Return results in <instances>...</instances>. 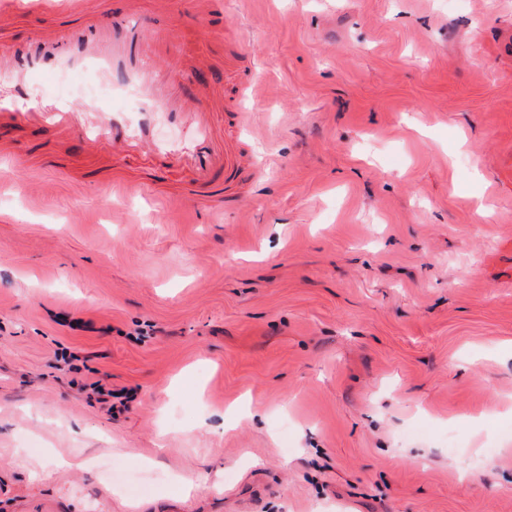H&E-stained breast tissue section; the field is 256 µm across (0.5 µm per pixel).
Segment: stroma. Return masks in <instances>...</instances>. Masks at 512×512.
Masks as SVG:
<instances>
[{
    "mask_svg": "<svg viewBox=\"0 0 512 512\" xmlns=\"http://www.w3.org/2000/svg\"><path fill=\"white\" fill-rule=\"evenodd\" d=\"M139 2L250 165L174 202L0 129V512H512V0Z\"/></svg>",
    "mask_w": 512,
    "mask_h": 512,
    "instance_id": "stroma-1",
    "label": "stroma"
}]
</instances>
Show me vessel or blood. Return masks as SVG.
I'll return each mask as SVG.
<instances>
[{
	"label": "vessel or blood",
	"mask_w": 512,
	"mask_h": 512,
	"mask_svg": "<svg viewBox=\"0 0 512 512\" xmlns=\"http://www.w3.org/2000/svg\"><path fill=\"white\" fill-rule=\"evenodd\" d=\"M66 12L78 24L64 42L48 37L34 47L0 55V73L13 88L10 96L0 98V127L41 126L93 148L109 147L118 160L138 156L164 164L182 177L170 192L175 199L207 201L224 195L234 185L243 157L215 125L212 113L186 111L173 70L147 64L144 27L119 17L103 23L91 0H68ZM63 73L111 84V106L93 109L58 96L36 109L20 108L41 78ZM130 89L141 98L142 111L124 110L120 99Z\"/></svg>",
	"instance_id": "vessel-or-blood-1"
}]
</instances>
